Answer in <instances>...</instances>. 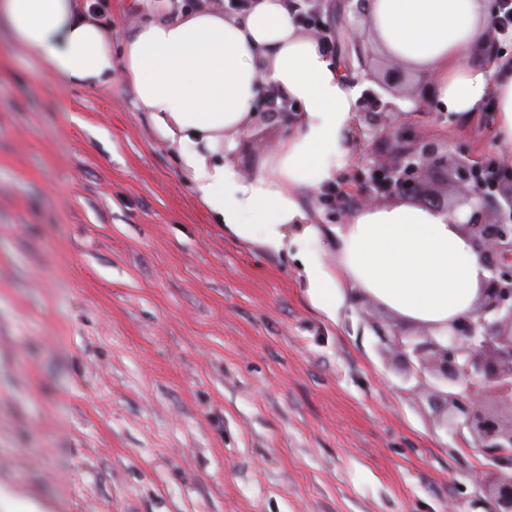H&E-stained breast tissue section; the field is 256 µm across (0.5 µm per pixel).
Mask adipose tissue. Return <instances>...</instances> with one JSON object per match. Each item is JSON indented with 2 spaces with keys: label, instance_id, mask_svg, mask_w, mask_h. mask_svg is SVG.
<instances>
[{
  "label": "adipose tissue",
  "instance_id": "adipose-tissue-1",
  "mask_svg": "<svg viewBox=\"0 0 512 512\" xmlns=\"http://www.w3.org/2000/svg\"><path fill=\"white\" fill-rule=\"evenodd\" d=\"M371 18L385 49L431 84L439 111L463 116L494 102V146L512 152V61H467L494 33L491 0H373ZM0 23L64 86L111 85L112 33L97 0H0ZM122 58L158 128L201 146L186 165L234 235L276 250L292 230L317 237L299 195L335 183L350 151L359 88L295 23L285 0H255L242 15L205 9L136 24ZM270 87L295 104L297 118L263 169L243 178L232 166L208 165L207 153L248 129ZM469 215L466 207L408 200L356 210L335 229L337 273L316 255L305 264L312 300L333 312L348 282L403 324L447 329L476 311L489 276L463 230Z\"/></svg>",
  "mask_w": 512,
  "mask_h": 512
}]
</instances>
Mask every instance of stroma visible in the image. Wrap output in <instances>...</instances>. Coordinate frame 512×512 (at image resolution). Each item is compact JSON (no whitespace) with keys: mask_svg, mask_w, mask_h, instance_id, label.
I'll return each instance as SVG.
<instances>
[{"mask_svg":"<svg viewBox=\"0 0 512 512\" xmlns=\"http://www.w3.org/2000/svg\"><path fill=\"white\" fill-rule=\"evenodd\" d=\"M214 0H99L112 84L65 90L0 27V485L38 512H480L477 449L437 427L351 286L335 316L302 259L336 266L338 204L303 191L321 238L274 252L201 200L139 109L123 40ZM413 122L483 160L495 114ZM280 127L208 157L255 174Z\"/></svg>","mask_w":512,"mask_h":512,"instance_id":"obj_1","label":"stroma"}]
</instances>
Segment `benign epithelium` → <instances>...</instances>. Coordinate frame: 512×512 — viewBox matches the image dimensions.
<instances>
[{
    "mask_svg": "<svg viewBox=\"0 0 512 512\" xmlns=\"http://www.w3.org/2000/svg\"><path fill=\"white\" fill-rule=\"evenodd\" d=\"M297 22L313 37L326 41V31L338 35L336 53L351 72L372 81L389 98L369 90L359 100L363 125L359 139L370 137L391 146L387 158L360 156L356 163L362 178L360 205L404 197L449 210L478 204L464 225L489 271L476 312L448 324V334L434 336L426 330L407 334L399 328L384 334L395 349L407 378L431 391L429 404L438 424L465 447L475 444L493 465L495 476H475V505L483 512H512V164L492 156L482 162L466 153L448 156L439 144L413 122L388 121L400 113L395 99L408 96L422 105L432 96L426 82L404 89L407 74L394 61L382 62L369 49L366 30L369 0H300ZM328 16L329 23L318 22ZM295 107L275 93L261 97L260 119L288 125ZM449 173L456 199L446 203L427 196L431 172ZM502 196L509 217L489 213V201Z\"/></svg>",
    "mask_w": 512,
    "mask_h": 512,
    "instance_id": "7a95c632",
    "label": "benign epithelium"
}]
</instances>
